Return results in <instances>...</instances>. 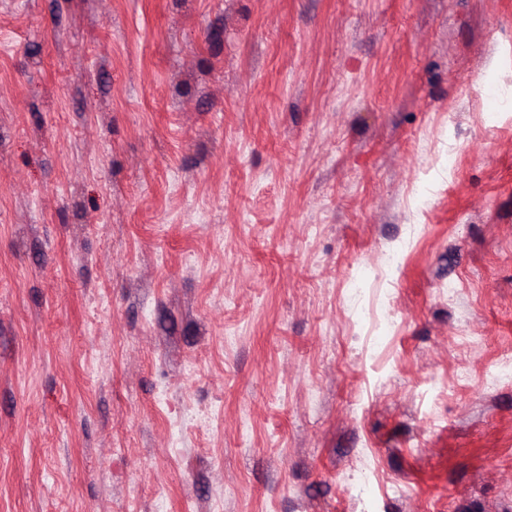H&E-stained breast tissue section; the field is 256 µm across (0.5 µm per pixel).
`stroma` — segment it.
I'll list each match as a JSON object with an SVG mask.
<instances>
[{
	"instance_id": "35a3bbf8",
	"label": "stroma",
	"mask_w": 512,
	"mask_h": 512,
	"mask_svg": "<svg viewBox=\"0 0 512 512\" xmlns=\"http://www.w3.org/2000/svg\"><path fill=\"white\" fill-rule=\"evenodd\" d=\"M160 500L512 512V0H0V512Z\"/></svg>"
}]
</instances>
